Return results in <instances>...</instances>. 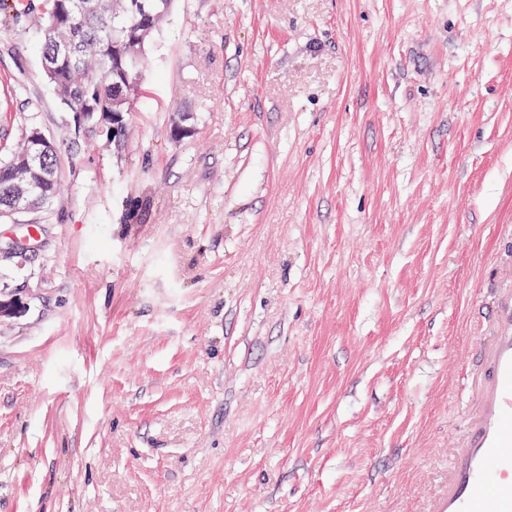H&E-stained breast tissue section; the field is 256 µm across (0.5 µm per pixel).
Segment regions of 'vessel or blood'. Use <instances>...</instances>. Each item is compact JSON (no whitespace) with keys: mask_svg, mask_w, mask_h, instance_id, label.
<instances>
[{"mask_svg":"<svg viewBox=\"0 0 512 512\" xmlns=\"http://www.w3.org/2000/svg\"><path fill=\"white\" fill-rule=\"evenodd\" d=\"M474 410L436 512H512V289H499L478 344Z\"/></svg>","mask_w":512,"mask_h":512,"instance_id":"b4317fda","label":"vessel or blood"}]
</instances>
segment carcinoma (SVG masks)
Listing matches in <instances>:
<instances>
[{
  "label": "carcinoma",
  "instance_id": "cac0c4a2",
  "mask_svg": "<svg viewBox=\"0 0 512 512\" xmlns=\"http://www.w3.org/2000/svg\"><path fill=\"white\" fill-rule=\"evenodd\" d=\"M173 0H0V28L32 19L42 37L46 82L62 107L112 140L146 68L145 51ZM29 118L21 143L0 159V217L38 213L59 193L56 147L31 160Z\"/></svg>",
  "mask_w": 512,
  "mask_h": 512
}]
</instances>
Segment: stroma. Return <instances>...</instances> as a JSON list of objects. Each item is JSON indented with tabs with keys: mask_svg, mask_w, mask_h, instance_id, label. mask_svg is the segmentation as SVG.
<instances>
[{
	"mask_svg": "<svg viewBox=\"0 0 512 512\" xmlns=\"http://www.w3.org/2000/svg\"><path fill=\"white\" fill-rule=\"evenodd\" d=\"M147 53L114 149L0 30V147L35 116L64 187L0 222V512H432L512 282V0H174Z\"/></svg>",
	"mask_w": 512,
	"mask_h": 512,
	"instance_id": "35a3bbf8",
	"label": "stroma"
}]
</instances>
